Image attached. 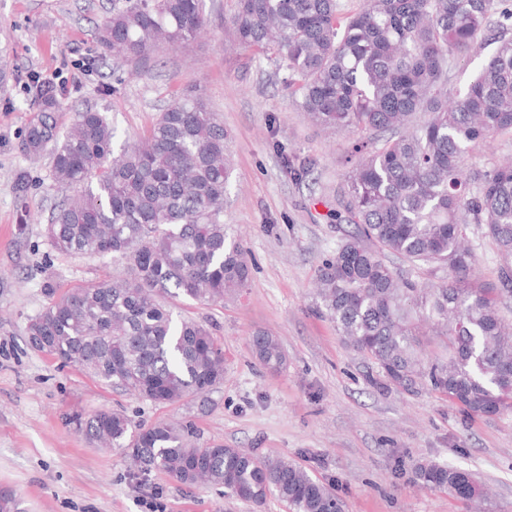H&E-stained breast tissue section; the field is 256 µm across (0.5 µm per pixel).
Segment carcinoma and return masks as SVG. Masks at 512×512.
Instances as JSON below:
<instances>
[{
	"label": "carcinoma",
	"mask_w": 512,
	"mask_h": 512,
	"mask_svg": "<svg viewBox=\"0 0 512 512\" xmlns=\"http://www.w3.org/2000/svg\"><path fill=\"white\" fill-rule=\"evenodd\" d=\"M498 5L363 0L348 10L340 0H238L230 20L241 45L282 63L313 124L357 136L334 213L351 230L317 270L319 313L376 366L378 384L426 387L488 417L512 415V321L499 309L512 296V162L474 175L466 164L470 150L512 132V35L502 32L457 100L448 99V67L451 56L482 49ZM205 26L204 0H125L98 40L118 60L146 61ZM58 108L44 100L23 141L33 157L51 148L55 182L75 192L52 210L47 238L60 253L118 257L127 271L62 292L29 321L30 346L155 405L210 393L224 381V349L207 325L175 321L165 299L216 304L248 281L245 254L222 220L231 175L223 123L190 91L116 154L106 113L78 112L61 135ZM471 224L497 245L496 282L473 277ZM426 324L446 356H424ZM250 347L272 370L286 362L267 332ZM78 426L124 449L137 475L207 482L255 506L275 495L292 512L341 508L331 486L300 464L201 443L188 425L133 429L126 415L100 410ZM414 473L458 500L483 493L451 464L420 462Z\"/></svg>",
	"instance_id": "carcinoma-1"
}]
</instances>
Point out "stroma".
<instances>
[{
  "label": "stroma",
  "mask_w": 512,
  "mask_h": 512,
  "mask_svg": "<svg viewBox=\"0 0 512 512\" xmlns=\"http://www.w3.org/2000/svg\"><path fill=\"white\" fill-rule=\"evenodd\" d=\"M237 4L205 0L207 24L195 41L134 64L98 42L112 0H0L8 76L0 86V493L15 494L22 512H288L274 496L257 507L220 487L133 475L122 450L100 447L75 423L114 410L136 426L181 422L208 443L288 457L331 485L343 512H469L417 483L420 460L472 471L487 486L481 512H512V415L472 416L433 391L374 387L375 367L317 313V269L344 238L331 212L351 136L314 126L278 62L237 44L228 23ZM38 78L56 84L60 128L98 109L118 146L146 135L190 90L223 121L232 169L224 224L247 258L248 285L218 304L171 303L224 346V382L206 400L154 405L30 347L27 323L53 296L124 270L112 257L70 256L48 241L45 224L68 191L55 183L49 154L34 159L21 147L41 102ZM285 153L309 165L306 180L286 175ZM258 330L279 338L282 369L253 356Z\"/></svg>",
  "instance_id": "1"
}]
</instances>
